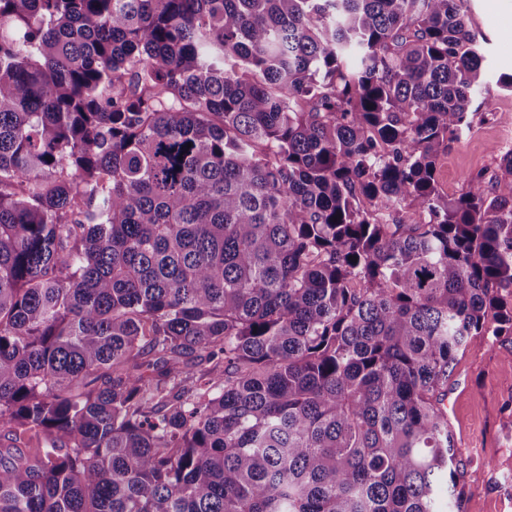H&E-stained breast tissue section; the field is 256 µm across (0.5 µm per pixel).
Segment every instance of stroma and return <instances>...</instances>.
Here are the masks:
<instances>
[{
	"mask_svg": "<svg viewBox=\"0 0 512 512\" xmlns=\"http://www.w3.org/2000/svg\"><path fill=\"white\" fill-rule=\"evenodd\" d=\"M463 8L485 57L479 100L494 117L440 155L439 189L460 196L468 189L466 175L479 172L494 193L507 195L512 181L498 165L502 142L512 139V92L498 80L512 74V0H464ZM447 404L469 489L462 512H512V338L478 342L459 355Z\"/></svg>",
	"mask_w": 512,
	"mask_h": 512,
	"instance_id": "obj_1",
	"label": "stroma"
}]
</instances>
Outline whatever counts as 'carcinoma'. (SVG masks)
Wrapping results in <instances>:
<instances>
[{
    "label": "carcinoma",
    "instance_id": "cac0c4a2",
    "mask_svg": "<svg viewBox=\"0 0 512 512\" xmlns=\"http://www.w3.org/2000/svg\"><path fill=\"white\" fill-rule=\"evenodd\" d=\"M462 0H0V512H446L512 336Z\"/></svg>",
    "mask_w": 512,
    "mask_h": 512
}]
</instances>
